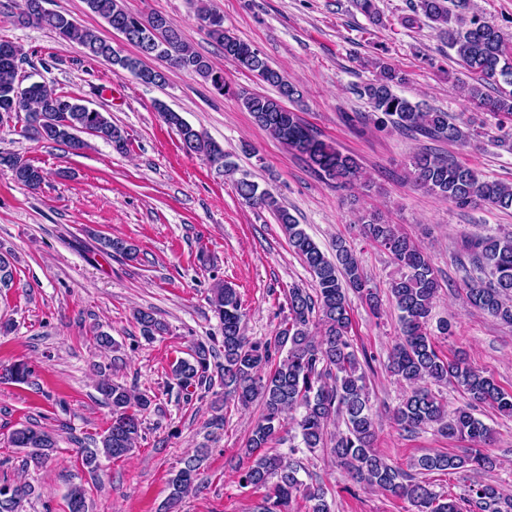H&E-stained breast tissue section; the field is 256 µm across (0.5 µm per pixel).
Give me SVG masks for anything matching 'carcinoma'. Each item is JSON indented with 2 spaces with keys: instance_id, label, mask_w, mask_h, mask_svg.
Returning a JSON list of instances; mask_svg holds the SVG:
<instances>
[{
  "instance_id": "1",
  "label": "carcinoma",
  "mask_w": 512,
  "mask_h": 512,
  "mask_svg": "<svg viewBox=\"0 0 512 512\" xmlns=\"http://www.w3.org/2000/svg\"><path fill=\"white\" fill-rule=\"evenodd\" d=\"M45 2L23 0L19 24L44 27L62 39L80 44L90 56L108 61L116 74L126 72L137 77L147 73L151 84H163L165 71L146 63L154 59L168 68L199 76L221 95L231 92L224 72L195 51L182 31L161 13H133L123 0H85L90 13L112 29L121 28L128 33L126 39L138 50V55L129 56L115 53L112 42L95 30L64 13L46 9ZM424 18L433 23L454 60L478 75V84L459 80L456 87L462 97L498 117L499 135L489 137V141L498 147L512 146V38L474 10L471 0H415L404 23L413 28ZM197 19L209 38L224 49L226 60L276 89L275 97L237 94L255 122L304 157L317 173L343 185L354 184L360 178L357 160L320 139L285 105L298 100V88L272 68L258 48L226 30L222 14L203 5ZM20 62V50L13 44L9 45L8 55H0V120L22 112L28 138L61 143L74 152L87 147L78 137L80 133L94 135L118 152L127 150L126 131L112 124L108 113L45 83L23 85ZM372 65L375 79L360 89V96L379 114V122L389 123L398 131L417 132L450 143L465 144L483 136V132L446 111L423 108L397 94L394 87L404 83L405 76L384 59L377 57ZM157 111L166 124L177 130L186 151L211 164L222 163L226 172L235 171L218 143L165 105L157 104ZM0 166L8 168L15 182L31 191L39 190L46 179L43 169L16 153L1 154ZM406 175L416 187L448 200L458 209L481 205L512 209V185L487 179L470 167L433 153L414 154ZM236 189L249 205L273 212L289 245L311 274L314 292L289 289L285 327L272 340L251 341L243 333L244 312L236 289L217 283L211 305L223 329V361H217L211 343L198 341L188 357L172 363L171 377L179 389L187 392L213 386L209 379L216 375L224 386V399L245 408L257 399L262 401L264 412L255 421L245 449L250 462L241 471L243 485L264 491L258 512H288L298 496L312 503L309 512H331L324 489L299 478V463L264 452L283 429L289 413L302 444L311 453L326 447L329 422L342 420L346 431L334 438L331 453L343 472L356 482L409 502L416 512H512V498L503 496L491 484L468 486L461 497L467 506L464 510L423 479L435 471L478 473L492 468L494 460L485 450L492 430L473 414V408L491 404L499 412L512 415V393L504 391L492 376L474 368L465 358L443 356L436 349L428 318L440 284L428 257L381 215L373 213L361 218L366 238L387 250L400 270L390 287L399 311V336L389 355V369L413 389L394 409L395 422L408 433L436 424L440 432L466 437L474 443L463 455L420 456L414 463L417 474L413 475L387 463L375 448L376 431L365 373L349 336L347 291L357 293L374 312L380 310L381 299L370 287L353 251L339 240L334 258H328L288 209L269 191L259 189L249 174H241ZM96 243L101 252L128 260L135 258L136 249L124 239L98 237ZM462 268L470 304L512 325V232L471 239L468 264ZM134 318L148 340L167 331V326L150 311L138 310ZM428 382L457 387L466 395L467 404L447 414L441 400L425 387ZM97 391L111 408L112 418L100 435L91 438L92 447L80 449L75 458V464L89 472L98 470L102 458L110 461L135 452L142 431L140 415L153 405L151 396L108 376L99 379ZM10 442L15 448L25 449V464L36 468L56 447L49 432L28 425L15 429ZM206 452L203 448L196 457L185 460L184 467L170 478L171 491L160 506L161 512H175L184 495L193 489ZM31 491L30 486L0 483V512H23ZM66 499L68 512H89L85 486H71Z\"/></svg>"
}]
</instances>
